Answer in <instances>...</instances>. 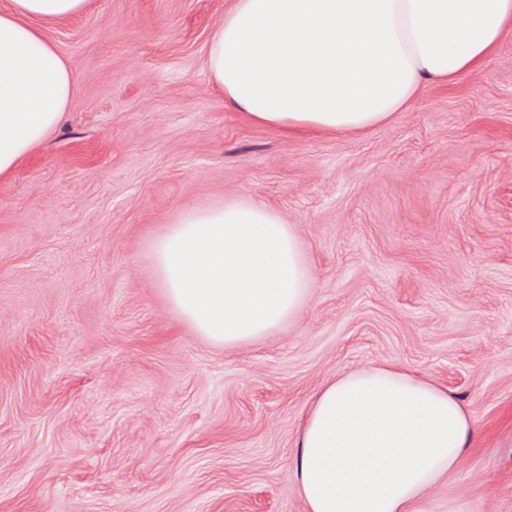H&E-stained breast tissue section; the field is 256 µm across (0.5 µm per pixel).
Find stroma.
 <instances>
[{
    "mask_svg": "<svg viewBox=\"0 0 512 512\" xmlns=\"http://www.w3.org/2000/svg\"><path fill=\"white\" fill-rule=\"evenodd\" d=\"M230 0H89L43 24L76 76L0 180V512H304L318 388L392 365L448 388L478 446L421 512H512V33L364 131L259 126L207 47ZM245 197L303 238L313 285L224 347L166 303L146 248Z\"/></svg>",
    "mask_w": 512,
    "mask_h": 512,
    "instance_id": "obj_1",
    "label": "stroma"
}]
</instances>
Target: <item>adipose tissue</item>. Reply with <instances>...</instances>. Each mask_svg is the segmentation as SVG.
Instances as JSON below:
<instances>
[{
  "mask_svg": "<svg viewBox=\"0 0 512 512\" xmlns=\"http://www.w3.org/2000/svg\"><path fill=\"white\" fill-rule=\"evenodd\" d=\"M88 0L0 9V178L62 124L76 78L40 25ZM512 29V0H232L208 69L226 103L277 130L351 132L406 111L427 83L477 69ZM156 282L207 340L238 346L295 318L312 283L303 241L250 199L183 210L149 244ZM475 425L447 388L371 367L314 394L294 478L306 512H415L471 448Z\"/></svg>",
  "mask_w": 512,
  "mask_h": 512,
  "instance_id": "adipose-tissue-1",
  "label": "adipose tissue"
}]
</instances>
